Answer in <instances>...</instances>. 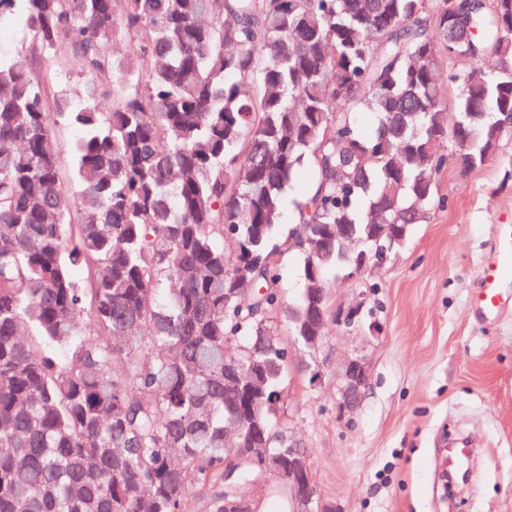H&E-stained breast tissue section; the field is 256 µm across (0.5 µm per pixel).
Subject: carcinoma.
<instances>
[{"mask_svg":"<svg viewBox=\"0 0 512 512\" xmlns=\"http://www.w3.org/2000/svg\"><path fill=\"white\" fill-rule=\"evenodd\" d=\"M17 15L24 40L0 54V512H234L239 484L257 512H289L271 480L288 465L277 318L294 341L323 335L327 271L447 208L448 163L482 167L512 138V0H0V27ZM73 59L84 81L50 96L37 70ZM450 60L468 67L443 83ZM453 138L469 145L450 159ZM308 228L320 248L296 250L287 308L279 261Z\"/></svg>","mask_w":512,"mask_h":512,"instance_id":"1","label":"carcinoma"}]
</instances>
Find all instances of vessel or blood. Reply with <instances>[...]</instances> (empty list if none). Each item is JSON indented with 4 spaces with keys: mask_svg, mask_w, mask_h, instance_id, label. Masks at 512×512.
<instances>
[{
    "mask_svg": "<svg viewBox=\"0 0 512 512\" xmlns=\"http://www.w3.org/2000/svg\"><path fill=\"white\" fill-rule=\"evenodd\" d=\"M473 303L488 317L512 304V222L496 227L494 244L481 268V287Z\"/></svg>",
    "mask_w": 512,
    "mask_h": 512,
    "instance_id": "obj_1",
    "label": "vessel or blood"
}]
</instances>
